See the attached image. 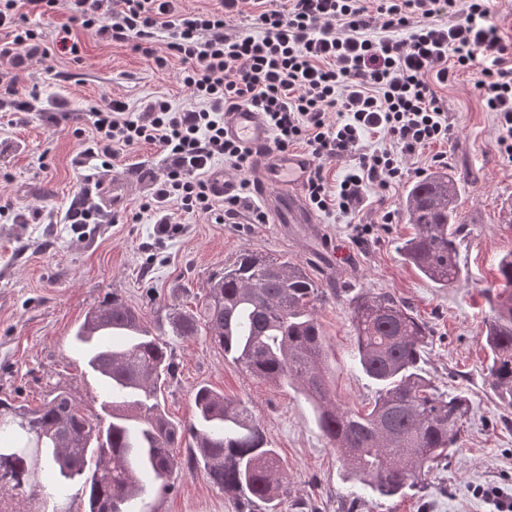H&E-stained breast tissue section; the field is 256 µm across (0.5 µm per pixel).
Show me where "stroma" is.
<instances>
[{"mask_svg": "<svg viewBox=\"0 0 512 512\" xmlns=\"http://www.w3.org/2000/svg\"><path fill=\"white\" fill-rule=\"evenodd\" d=\"M64 26L79 40V55L55 49L47 59L0 71L15 88L10 106L0 111V199L13 206L12 220L0 221V398L34 407L51 389L63 388L85 415L101 417L103 384L86 370L73 334L89 311L116 297L163 335L174 356L176 372L163 390L171 421L193 419L202 384L250 407L288 474L289 496L279 512H496L479 491L496 487L512 496V407L489 388L481 330L489 316L487 293L498 288V262L512 252V160L500 153L495 115L483 110L467 76L437 89L453 138L403 159L404 182L388 194L366 187L358 219L333 209L319 213L323 234L316 237L298 224L285 230L271 223L218 224L178 211L180 229L168 235L151 218L131 220L164 171L156 148L140 145L108 170L85 149L91 115L105 101L123 99L139 113L159 95L186 108L188 95L175 69H155L128 44L84 30L66 10L34 24L49 41ZM439 152L447 153V169L460 185L458 213L466 226L459 248L465 273L447 288L402 260L397 245L412 231L406 218L378 221L380 196L402 208L407 184L434 171L431 158ZM115 179L132 187L116 211L97 189ZM85 200L100 204L101 223H70V211ZM358 221L375 225L363 243L355 239ZM245 249L300 263L325 288L318 319L330 390L341 406L363 409L376 391L355 359L352 299L368 289L388 291L424 322L423 375L440 390L464 395L471 412L462 448L434 466L421 487L391 498L364 488L349 476L301 394L249 375L205 336L168 334L170 313H200L208 278ZM171 484L167 494L143 497L144 512H250L188 466Z\"/></svg>", "mask_w": 512, "mask_h": 512, "instance_id": "stroma-1", "label": "stroma"}]
</instances>
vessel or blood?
I'll use <instances>...</instances> for the list:
<instances>
[{
	"label": "vessel or blood",
	"instance_id": "b4317fda",
	"mask_svg": "<svg viewBox=\"0 0 512 512\" xmlns=\"http://www.w3.org/2000/svg\"><path fill=\"white\" fill-rule=\"evenodd\" d=\"M224 133L256 156L261 168L263 195L275 201L276 223H313V215L301 202L304 182L311 168L310 158L299 152L268 151L270 130L261 114L247 106L225 116Z\"/></svg>",
	"mask_w": 512,
	"mask_h": 512
}]
</instances>
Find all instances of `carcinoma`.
I'll use <instances>...</instances> for the list:
<instances>
[{"mask_svg":"<svg viewBox=\"0 0 512 512\" xmlns=\"http://www.w3.org/2000/svg\"><path fill=\"white\" fill-rule=\"evenodd\" d=\"M458 194L456 180L438 171L414 182L404 200L413 233L398 251L440 288L462 277ZM498 275L501 291L489 301L481 335L490 351V386L512 407V253L499 261ZM324 296L302 265L244 250L210 279L203 314L174 313L171 331L190 338L203 329L250 375L294 388L358 481L397 495L459 447L468 404L421 374L427 329L413 311L389 292L367 290L352 301L351 317L358 365L377 390L362 412L341 407L323 366L317 304ZM74 340L85 348L87 369L105 384L107 424L93 423L66 391L36 408L0 399V504L10 493L39 488L38 474L48 470L59 497L80 484L84 512H142L141 495L171 487L182 465L176 449L186 441L193 448L187 464L227 498L275 512L287 473L260 422L207 385L196 388L193 421L172 422L158 396L173 372L172 357L136 309L114 297L87 313Z\"/></svg>","mask_w":512,"mask_h":512,"instance_id":"1","label":"carcinoma"}]
</instances>
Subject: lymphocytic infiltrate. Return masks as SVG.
Wrapping results in <instances>:
<instances>
[{"instance_id":"f902f5d3","label":"lymphocytic infiltrate","mask_w":512,"mask_h":512,"mask_svg":"<svg viewBox=\"0 0 512 512\" xmlns=\"http://www.w3.org/2000/svg\"><path fill=\"white\" fill-rule=\"evenodd\" d=\"M187 12L177 0H0V62L23 65L49 49L30 18L67 9L97 36L130 44L158 69L177 61L189 108L157 97L138 117L114 99L94 114L86 152L111 167L141 143L158 147L166 168L139 205L162 232L176 231L168 205L219 224H264L249 205L253 153L224 135L227 113L262 112L271 150L305 145L312 168L304 185L316 210L353 216L366 186L388 191L404 177L401 157L449 140L453 125L436 86L469 73L485 111L495 113L498 145L512 158V42L499 34L494 0H218ZM253 13L233 31L230 19ZM386 142L367 151L365 135ZM351 158L335 185L327 163ZM239 177L236 193L216 198L208 179L217 162Z\"/></svg>"}]
</instances>
